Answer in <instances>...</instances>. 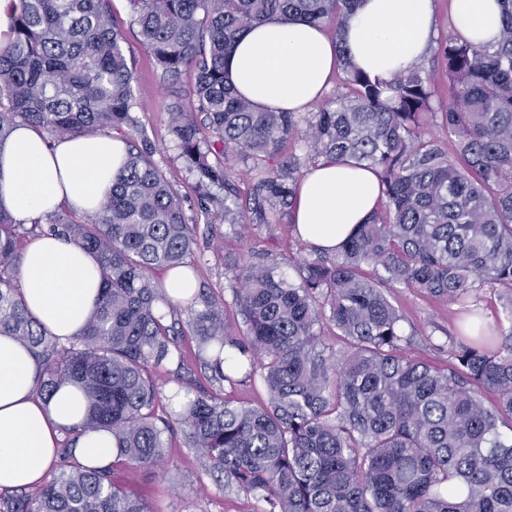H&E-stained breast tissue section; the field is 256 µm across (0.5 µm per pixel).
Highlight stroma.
<instances>
[{"instance_id": "35a3bbf8", "label": "stroma", "mask_w": 512, "mask_h": 512, "mask_svg": "<svg viewBox=\"0 0 512 512\" xmlns=\"http://www.w3.org/2000/svg\"><path fill=\"white\" fill-rule=\"evenodd\" d=\"M112 9L123 23L133 62L136 79L133 115L154 146V160L178 193L186 215L200 218L201 200L195 178L182 164L168 133L170 92L161 83L151 55L140 43L139 28L132 21L127 0H112ZM220 231V240L211 244L204 263L197 266L196 279L205 293L227 304L233 301L227 265L253 241H263L265 248L276 253L307 250L306 244L296 240L285 221L249 224L243 228L224 224ZM391 296L405 312L409 325L419 331L412 354L446 365L447 354L434 351L433 346L443 343L447 334L454 332L461 317L459 306L445 300L423 298L404 288L392 289ZM427 333L432 336L428 343L423 340ZM119 471L124 484L146 501L152 512H255L257 507L255 501L222 489L207 461L189 448L179 434L169 438L161 467L146 470L123 465Z\"/></svg>"}]
</instances>
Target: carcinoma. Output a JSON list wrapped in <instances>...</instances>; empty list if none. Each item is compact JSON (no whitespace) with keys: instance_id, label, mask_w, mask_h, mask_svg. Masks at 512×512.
I'll use <instances>...</instances> for the list:
<instances>
[{"instance_id":"obj_1","label":"carcinoma","mask_w":512,"mask_h":512,"mask_svg":"<svg viewBox=\"0 0 512 512\" xmlns=\"http://www.w3.org/2000/svg\"><path fill=\"white\" fill-rule=\"evenodd\" d=\"M497 2L496 42L455 32L390 82L355 67L343 45L360 0H128L171 89L169 134L205 214L291 222L304 170L321 159L373 170L381 202L333 252L270 263L253 246L230 265L241 330L224 303L189 297L188 334L208 379L260 377L267 400L254 406L195 390L185 371L180 302L152 271L201 263L204 252L145 132L126 141L98 214L61 206L26 226L0 207V334L35 359L38 396L70 383L87 405L48 479L0 499V512H151L114 466L75 456L78 438L100 430L115 438V460L146 469L182 434L224 489L262 504L256 512H512V0ZM269 19L333 30L341 75L318 111H259L229 82L224 62L239 36ZM436 68L454 89L444 105ZM133 83L111 0H18L0 50V142L21 123L51 140L132 127ZM428 125L445 131L453 154ZM231 155L245 168L243 195ZM45 234L89 252L100 270L86 325L66 341L34 319L15 280L21 239ZM485 287L503 293L493 326L472 308ZM392 288L465 310L448 346L424 337L448 351L445 367L407 353L413 336ZM325 324L336 343L320 339ZM174 361L161 408L150 372Z\"/></svg>"}]
</instances>
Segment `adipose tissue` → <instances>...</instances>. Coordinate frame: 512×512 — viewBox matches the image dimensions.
I'll return each instance as SVG.
<instances>
[{"instance_id":"ef3b65f1","label":"adipose tissue","mask_w":512,"mask_h":512,"mask_svg":"<svg viewBox=\"0 0 512 512\" xmlns=\"http://www.w3.org/2000/svg\"><path fill=\"white\" fill-rule=\"evenodd\" d=\"M456 31L495 42L496 0H454ZM433 0H362L344 32L353 62L386 80L418 67L431 48ZM336 67V46L320 27L270 20L239 39L226 70L257 109L302 112L319 97ZM126 145L110 134L48 142L32 125L0 143V207L20 223L67 206L97 214L112 188ZM381 197L367 169L319 163L303 178L294 222L303 242L332 249L364 222ZM20 279L27 307L52 334L69 339L84 327L100 292L92 255L52 236L27 242ZM36 364L12 337L0 335V490L37 486L48 478L61 427L80 422L86 403L71 385L50 400L35 393Z\"/></svg>"}]
</instances>
